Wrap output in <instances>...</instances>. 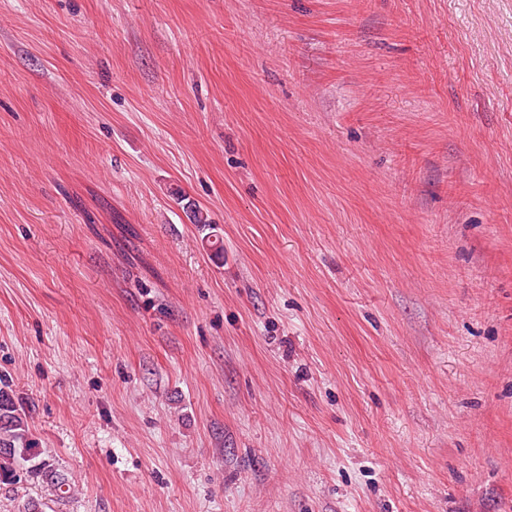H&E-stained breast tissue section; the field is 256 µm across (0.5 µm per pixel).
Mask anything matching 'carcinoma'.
<instances>
[{
	"instance_id": "cac0c4a2",
	"label": "carcinoma",
	"mask_w": 512,
	"mask_h": 512,
	"mask_svg": "<svg viewBox=\"0 0 512 512\" xmlns=\"http://www.w3.org/2000/svg\"><path fill=\"white\" fill-rule=\"evenodd\" d=\"M36 457L26 412L16 405L8 377L0 374V485L30 478L47 484L58 499H63L68 478L47 460L34 462Z\"/></svg>"
}]
</instances>
